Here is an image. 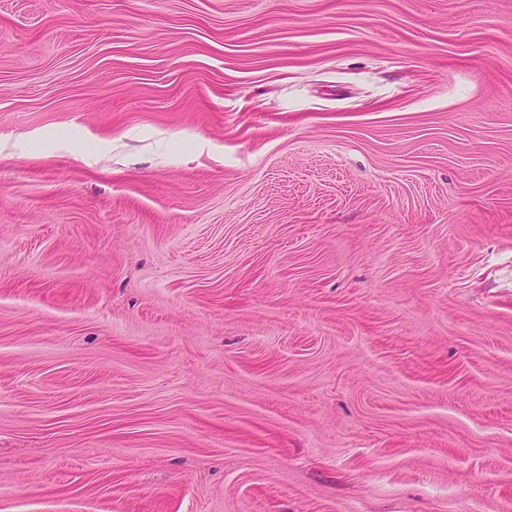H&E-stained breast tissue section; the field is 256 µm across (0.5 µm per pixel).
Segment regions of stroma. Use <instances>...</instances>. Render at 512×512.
I'll use <instances>...</instances> for the list:
<instances>
[{"label":"stroma","instance_id":"stroma-1","mask_svg":"<svg viewBox=\"0 0 512 512\" xmlns=\"http://www.w3.org/2000/svg\"><path fill=\"white\" fill-rule=\"evenodd\" d=\"M0 512H512V0H0Z\"/></svg>","mask_w":512,"mask_h":512}]
</instances>
